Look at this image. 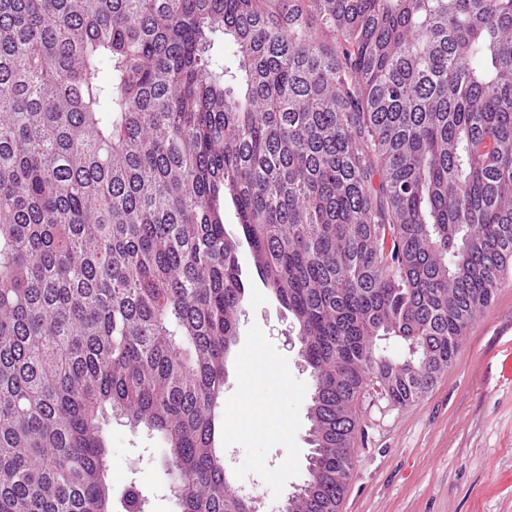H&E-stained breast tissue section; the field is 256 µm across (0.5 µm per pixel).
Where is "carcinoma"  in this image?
I'll return each instance as SVG.
<instances>
[{
	"mask_svg": "<svg viewBox=\"0 0 512 512\" xmlns=\"http://www.w3.org/2000/svg\"><path fill=\"white\" fill-rule=\"evenodd\" d=\"M244 243L314 381L288 512H340L361 398L424 397L512 273V0H0V512H112L114 415L181 512H257Z\"/></svg>",
	"mask_w": 512,
	"mask_h": 512,
	"instance_id": "cac0c4a2",
	"label": "carcinoma"
}]
</instances>
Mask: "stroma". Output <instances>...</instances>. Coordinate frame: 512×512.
<instances>
[{"mask_svg": "<svg viewBox=\"0 0 512 512\" xmlns=\"http://www.w3.org/2000/svg\"><path fill=\"white\" fill-rule=\"evenodd\" d=\"M247 298L224 379V467L258 512H280L307 476L313 378L300 355L293 317L240 250ZM512 352V276L469 327L448 371L417 402L400 406L370 394L360 403L352 481L341 512H512V382L501 363ZM255 361L250 372L241 361ZM108 482L135 484L147 512H180L157 434L121 417L107 427Z\"/></svg>", "mask_w": 512, "mask_h": 512, "instance_id": "1", "label": "stroma"}]
</instances>
